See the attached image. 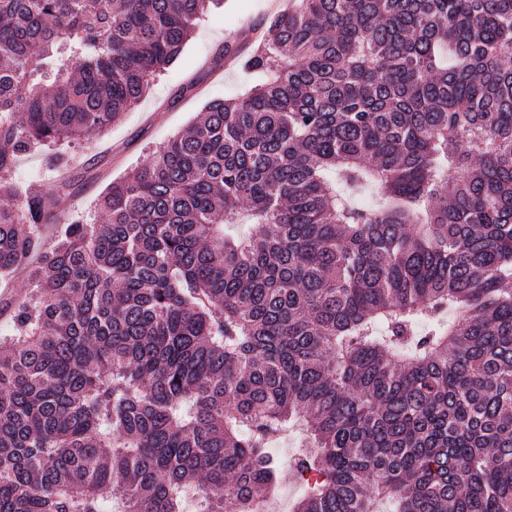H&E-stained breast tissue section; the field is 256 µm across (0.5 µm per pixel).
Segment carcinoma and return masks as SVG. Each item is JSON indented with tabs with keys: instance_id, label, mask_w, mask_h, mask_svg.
I'll list each match as a JSON object with an SVG mask.
<instances>
[{
	"instance_id": "obj_1",
	"label": "carcinoma",
	"mask_w": 512,
	"mask_h": 512,
	"mask_svg": "<svg viewBox=\"0 0 512 512\" xmlns=\"http://www.w3.org/2000/svg\"><path fill=\"white\" fill-rule=\"evenodd\" d=\"M222 2L0 0V275L67 189L16 203L15 159ZM237 60L14 300L0 512H257L297 424L291 512H512V0H291Z\"/></svg>"
}]
</instances>
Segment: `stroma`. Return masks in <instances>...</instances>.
<instances>
[{
    "label": "stroma",
    "mask_w": 512,
    "mask_h": 512,
    "mask_svg": "<svg viewBox=\"0 0 512 512\" xmlns=\"http://www.w3.org/2000/svg\"><path fill=\"white\" fill-rule=\"evenodd\" d=\"M287 5L288 0H224L199 22L181 57L138 106L107 134L72 145L73 167L58 169L40 152L19 157L13 176L21 191H47L65 175L72 181L71 194L57 202V212L72 220L93 210L112 180L142 163L151 147L186 129L208 100L234 98L256 84V76L242 66L223 67L224 47L246 27L265 26L276 9ZM192 81L197 90L183 94Z\"/></svg>",
    "instance_id": "1"
}]
</instances>
